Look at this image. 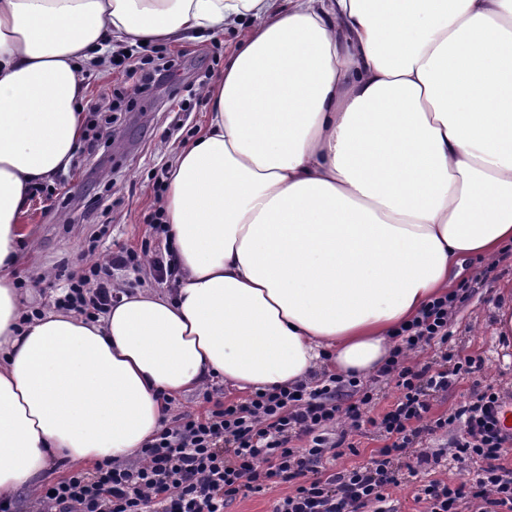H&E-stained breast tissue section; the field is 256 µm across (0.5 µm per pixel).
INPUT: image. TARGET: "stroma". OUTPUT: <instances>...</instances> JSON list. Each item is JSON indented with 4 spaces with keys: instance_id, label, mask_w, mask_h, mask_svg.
Segmentation results:
<instances>
[{
    "instance_id": "35a3bbf8",
    "label": "stroma",
    "mask_w": 512,
    "mask_h": 512,
    "mask_svg": "<svg viewBox=\"0 0 512 512\" xmlns=\"http://www.w3.org/2000/svg\"><path fill=\"white\" fill-rule=\"evenodd\" d=\"M249 33L247 27L230 26L210 40H188L166 44L177 55L184 83L197 79L200 66L222 74L237 44ZM124 76L97 68L88 80V97L115 92L112 138L99 155L74 159L63 172L59 191H70L88 215L86 221L70 224L64 205H50L43 195H33L22 218L34 247L16 271L25 308L52 310L53 299L68 277L81 274L90 263L119 248L140 250L143 242L155 240L150 224L161 195L157 181L163 164L173 163L177 153L205 126L208 106L198 100L186 122H179L177 100L167 93L131 97L123 94ZM459 281L472 282L466 298L458 302L449 321L448 346L481 356L483 367L474 380L464 381L440 395L432 406L433 415L447 413L467 400L473 382L494 384L512 391V346L504 347L497 331V312L512 306V296H500L505 283H512V256H503L492 273H485L481 261L468 259ZM462 472L450 456H443L431 474L408 477L391 488L388 503L395 512H423L414 496L427 478L454 483Z\"/></svg>"
}]
</instances>
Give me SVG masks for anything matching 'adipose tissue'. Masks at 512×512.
I'll list each match as a JSON object with an SVG mask.
<instances>
[{"label":"adipose tissue","mask_w":512,"mask_h":512,"mask_svg":"<svg viewBox=\"0 0 512 512\" xmlns=\"http://www.w3.org/2000/svg\"><path fill=\"white\" fill-rule=\"evenodd\" d=\"M0 0V495L137 455L158 392L392 358L467 258L512 243V0ZM252 29L160 200L173 291L24 318L30 192L85 135L109 40Z\"/></svg>","instance_id":"obj_1"}]
</instances>
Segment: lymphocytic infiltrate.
Here are the masks:
<instances>
[{
	"instance_id": "f902f5d3",
	"label": "lymphocytic infiltrate",
	"mask_w": 512,
	"mask_h": 512,
	"mask_svg": "<svg viewBox=\"0 0 512 512\" xmlns=\"http://www.w3.org/2000/svg\"><path fill=\"white\" fill-rule=\"evenodd\" d=\"M112 69L125 73L133 94H144L173 81L176 60L147 61L136 49L114 52ZM149 267L157 278L176 269L171 243H154L136 253L119 249L86 272L70 279L54 305L96 319L119 298L115 275ZM456 295L432 301L398 333L392 360L379 377L394 382L399 396L382 416L372 414L374 388L359 377L324 373L309 386L272 387L237 401L204 392V412H182L163 421L135 463L104 462L72 470L47 487L38 512H224L238 496L262 493L281 484L292 490L273 512H388L389 488L405 474L432 470L440 456L422 450L425 436L458 425L450 442L452 461L482 460L477 471L457 484L432 480L422 485L417 501L426 512H457L459 501L482 499L483 512H512V431L499 419L504 400L493 385L474 386L471 396L448 416L431 417L434 394L479 372L481 358L448 347V320ZM439 350L433 364L406 365L409 353ZM347 430L331 439L337 419ZM377 433L384 444L370 462L350 469L336 465L338 449L348 447L350 433ZM300 447H292V440Z\"/></svg>"
}]
</instances>
